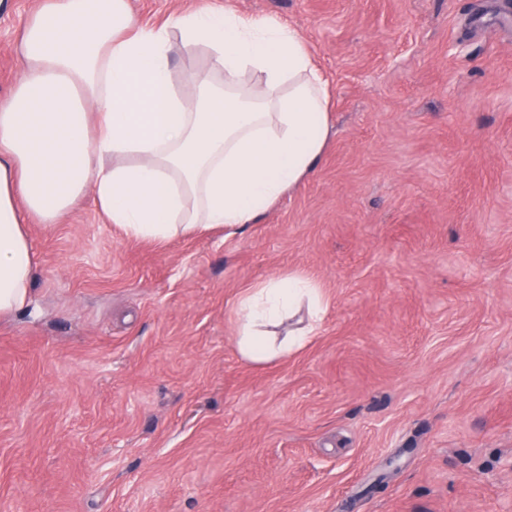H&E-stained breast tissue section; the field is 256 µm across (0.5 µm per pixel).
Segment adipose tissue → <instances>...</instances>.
<instances>
[{
    "label": "adipose tissue",
    "instance_id": "ef3b65f1",
    "mask_svg": "<svg viewBox=\"0 0 512 512\" xmlns=\"http://www.w3.org/2000/svg\"><path fill=\"white\" fill-rule=\"evenodd\" d=\"M205 51L204 73L176 64ZM23 77L0 99V314L29 300L27 216L54 224L86 190L131 238L167 242L256 223L318 168L329 82L292 26L208 4L159 27L129 0H40L20 42ZM328 308L291 271L234 310L242 359L302 349Z\"/></svg>",
    "mask_w": 512,
    "mask_h": 512
}]
</instances>
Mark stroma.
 Wrapping results in <instances>:
<instances>
[{
	"label": "stroma",
	"mask_w": 512,
	"mask_h": 512,
	"mask_svg": "<svg viewBox=\"0 0 512 512\" xmlns=\"http://www.w3.org/2000/svg\"><path fill=\"white\" fill-rule=\"evenodd\" d=\"M331 87L317 171L257 223L136 240L31 219L0 315V512H512V0H229ZM39 0H0V97ZM304 271V349L243 360L244 288Z\"/></svg>",
	"instance_id": "1"
}]
</instances>
